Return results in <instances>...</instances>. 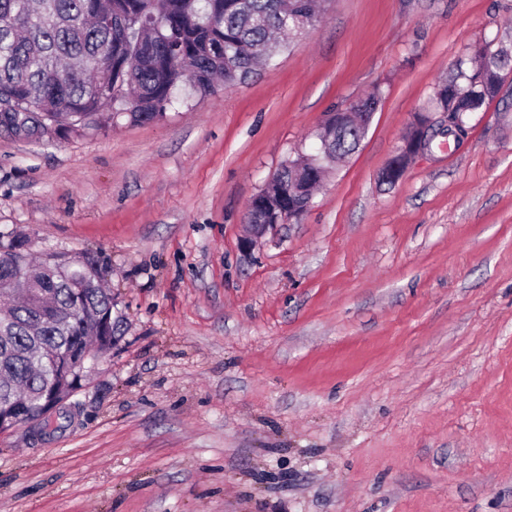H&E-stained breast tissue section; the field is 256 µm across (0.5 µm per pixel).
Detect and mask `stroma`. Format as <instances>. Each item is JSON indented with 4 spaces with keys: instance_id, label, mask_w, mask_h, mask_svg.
I'll return each instance as SVG.
<instances>
[{
    "instance_id": "stroma-1",
    "label": "stroma",
    "mask_w": 512,
    "mask_h": 512,
    "mask_svg": "<svg viewBox=\"0 0 512 512\" xmlns=\"http://www.w3.org/2000/svg\"><path fill=\"white\" fill-rule=\"evenodd\" d=\"M512 0H329L163 119L0 136V235L89 253L122 339L47 430L0 433V512H512V77L392 187ZM380 88L358 150L250 255V199ZM381 101V91L379 88H374L371 92L364 95V98L357 100L345 107L344 110L337 109L333 112L324 125L329 122L331 126H337L348 123H358L359 112H377L379 103ZM327 123V125H329ZM323 125V126H324Z\"/></svg>"
}]
</instances>
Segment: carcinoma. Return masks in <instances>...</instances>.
Instances as JSON below:
<instances>
[{
  "mask_svg": "<svg viewBox=\"0 0 512 512\" xmlns=\"http://www.w3.org/2000/svg\"><path fill=\"white\" fill-rule=\"evenodd\" d=\"M316 0H0V135L25 131L36 140L82 135L120 119L158 120L182 93L186 101L241 84L287 50L318 17ZM463 61L436 98L446 112H479L498 91L493 75L512 60L485 47ZM381 91L345 107L375 112ZM367 124L341 126L329 148H358ZM283 162L257 201L251 220L267 222L288 199ZM25 243L0 240V300L24 294L0 318V432L10 428L7 406L31 420L47 399L62 404L77 390L69 372L89 340L110 352L119 341L112 293L99 282L94 257L49 254L26 263Z\"/></svg>",
  "mask_w": 512,
  "mask_h": 512,
  "instance_id": "obj_1",
  "label": "carcinoma"
}]
</instances>
